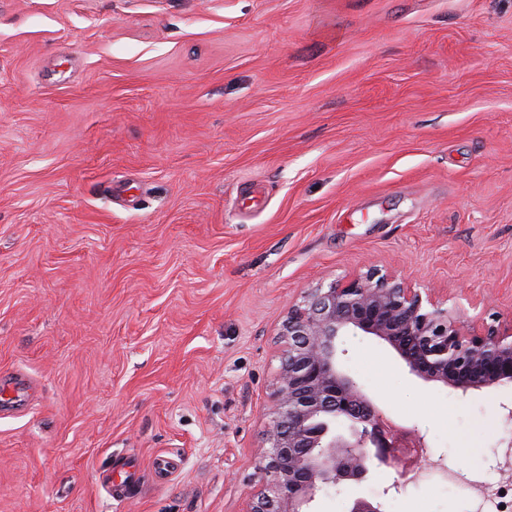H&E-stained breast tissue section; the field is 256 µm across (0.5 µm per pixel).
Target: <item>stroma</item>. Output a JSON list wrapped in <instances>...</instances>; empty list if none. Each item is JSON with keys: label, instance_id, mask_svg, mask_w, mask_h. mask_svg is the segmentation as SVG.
I'll return each instance as SVG.
<instances>
[{"label": "stroma", "instance_id": "35a3bbf8", "mask_svg": "<svg viewBox=\"0 0 512 512\" xmlns=\"http://www.w3.org/2000/svg\"><path fill=\"white\" fill-rule=\"evenodd\" d=\"M371 265L512 319V0H0V512H247L289 304ZM340 345L427 478L313 512L505 485L512 389Z\"/></svg>", "mask_w": 512, "mask_h": 512}]
</instances>
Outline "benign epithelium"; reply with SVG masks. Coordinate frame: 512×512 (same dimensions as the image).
Masks as SVG:
<instances>
[{
	"mask_svg": "<svg viewBox=\"0 0 512 512\" xmlns=\"http://www.w3.org/2000/svg\"><path fill=\"white\" fill-rule=\"evenodd\" d=\"M375 337L408 373L465 395L512 388V320L478 331L401 278L371 267L349 280L311 289L288 306L285 343L261 467L263 491L248 512H313L324 487L365 481L374 460L404 463L423 452L422 437L394 429L374 401L337 364L338 337ZM349 422L336 433V422Z\"/></svg>",
	"mask_w": 512,
	"mask_h": 512,
	"instance_id": "7a95c632",
	"label": "benign epithelium"
}]
</instances>
